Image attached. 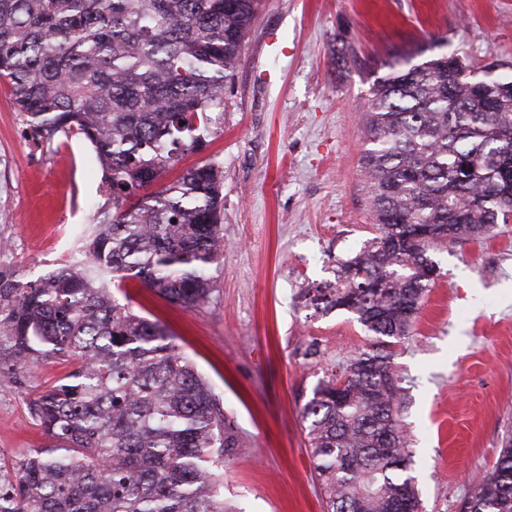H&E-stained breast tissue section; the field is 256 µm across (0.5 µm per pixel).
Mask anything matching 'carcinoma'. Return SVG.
<instances>
[{"label": "carcinoma", "mask_w": 512, "mask_h": 512, "mask_svg": "<svg viewBox=\"0 0 512 512\" xmlns=\"http://www.w3.org/2000/svg\"><path fill=\"white\" fill-rule=\"evenodd\" d=\"M262 0H0V79L45 140L84 136L108 201L83 255L39 281L0 273V376L76 364L29 403L52 441L0 475V512H239L221 467L238 447L207 382L164 327L108 283L136 278L185 307L220 261V164L147 188L207 144ZM440 53L375 81L363 173L380 235L309 292L373 335L304 407L325 512H421L393 348L437 266L401 240L479 239L512 215V79L468 78ZM460 512H512V434Z\"/></svg>", "instance_id": "cac0c4a2"}]
</instances>
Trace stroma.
Here are the masks:
<instances>
[{
  "label": "stroma",
  "mask_w": 512,
  "mask_h": 512,
  "mask_svg": "<svg viewBox=\"0 0 512 512\" xmlns=\"http://www.w3.org/2000/svg\"><path fill=\"white\" fill-rule=\"evenodd\" d=\"M436 40L474 67L512 73V0H264L206 149L179 164L211 159L224 171L209 298L180 306L135 279L113 291L160 323L216 394L240 441L224 497L243 512L324 510L303 408L370 335L306 294L378 234L361 173L373 82L395 54ZM345 44L354 54L337 61ZM28 130L0 82V271L34 281L79 259L107 197L88 141ZM428 254L439 275L392 366L423 512H458L512 430V222ZM71 369L48 359L0 379V464L46 445L29 402Z\"/></svg>",
  "instance_id": "1"
}]
</instances>
